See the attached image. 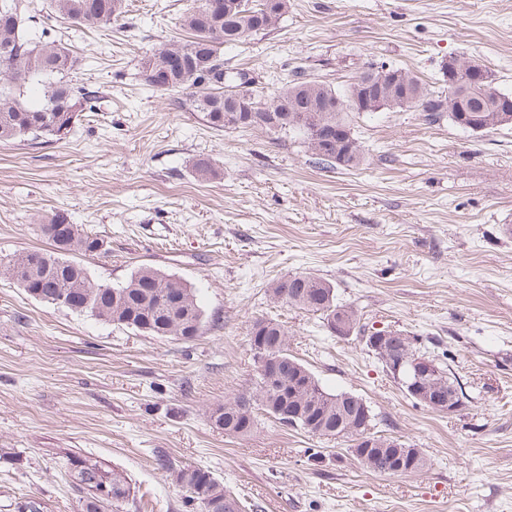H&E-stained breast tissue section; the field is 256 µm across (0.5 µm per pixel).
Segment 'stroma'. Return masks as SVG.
Returning <instances> with one entry per match:
<instances>
[{
  "instance_id": "1",
  "label": "stroma",
  "mask_w": 512,
  "mask_h": 512,
  "mask_svg": "<svg viewBox=\"0 0 512 512\" xmlns=\"http://www.w3.org/2000/svg\"><path fill=\"white\" fill-rule=\"evenodd\" d=\"M123 2L109 28L55 24L76 77L105 97L69 141L0 144V259L51 251L40 225L60 213L103 240L80 259L95 280L142 265L175 275L205 323L188 342L149 336L41 302L0 272V512L30 498L42 512H82L73 454L130 483L129 500L103 512H185L160 456L211 470L246 512H512V126L473 133L412 107L350 112L364 161L322 168L302 139L217 131L144 89L138 62L186 39L191 0ZM452 59L484 64L512 94V0H288L275 28L224 53L253 70L264 100L294 73L341 90L382 62L439 92ZM300 273L328 281L369 330L417 337L465 407L414 403L359 335L270 297ZM258 318L284 324L289 354L328 391L366 401L377 431L420 448L427 468L369 472L345 439L262 411L249 437L217 429L216 408L255 391ZM428 359L435 362L436 366L440 369L442 376L444 377L445 384H448V394L449 393H456L458 396V400H462V406L464 405L463 398H465L462 387L460 386L458 380L455 376L449 374L447 370L436 361V358H430V356H426ZM445 384L443 382L438 383V386H444ZM448 394L446 391H440L434 394L433 397L426 399V404L428 407L439 411V412H448V414H454L456 413V410L458 409V404L454 403V400L448 399Z\"/></svg>"
}]
</instances>
